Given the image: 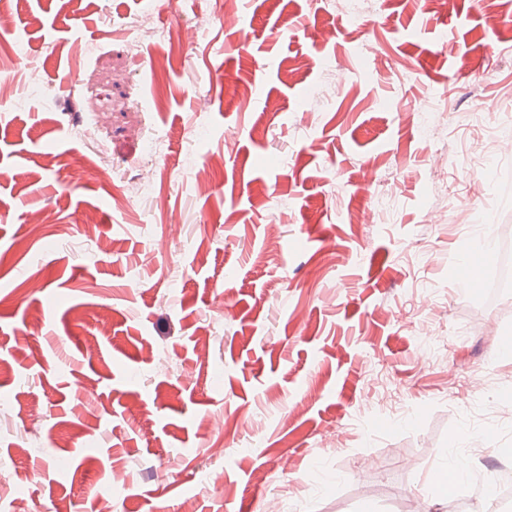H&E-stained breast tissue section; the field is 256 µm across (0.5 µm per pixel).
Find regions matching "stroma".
<instances>
[{"mask_svg":"<svg viewBox=\"0 0 512 512\" xmlns=\"http://www.w3.org/2000/svg\"><path fill=\"white\" fill-rule=\"evenodd\" d=\"M141 6L11 0L0 37V512L440 508L476 440L494 478L512 301L461 259L512 239L472 130L512 135V5L156 0L194 34L162 77ZM445 467L446 469L440 472L439 478L449 494L454 498L467 497L470 492V481L467 477L468 465L459 460H452L445 462L436 471Z\"/></svg>","mask_w":512,"mask_h":512,"instance_id":"35a3bbf8","label":"stroma"}]
</instances>
